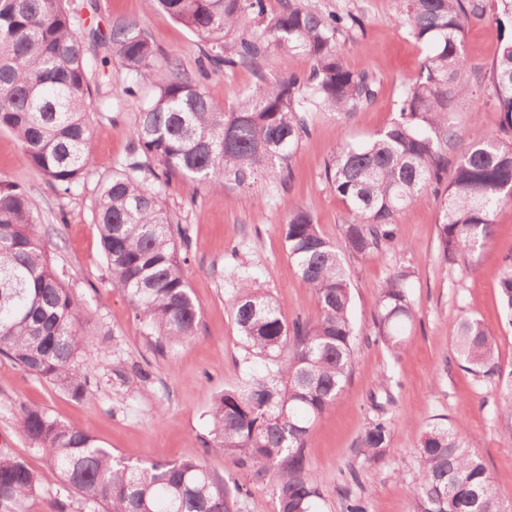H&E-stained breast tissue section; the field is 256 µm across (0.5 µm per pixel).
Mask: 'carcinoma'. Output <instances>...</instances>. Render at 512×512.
Segmentation results:
<instances>
[{
	"mask_svg": "<svg viewBox=\"0 0 512 512\" xmlns=\"http://www.w3.org/2000/svg\"><path fill=\"white\" fill-rule=\"evenodd\" d=\"M158 8L207 41L205 58L232 68L270 46L304 57L309 74L259 77L226 108L188 81L133 21H113L106 40L132 73L151 77L153 95L137 112L130 156L102 187L95 217L112 287L129 299L134 319L165 354L198 335L201 310L184 275L186 228L173 221L166 188L173 178L222 190L254 188L289 171L310 133L312 108L348 115L369 104L376 82L349 69L338 36L362 27L354 14L324 16L286 4L266 15L263 0H155ZM402 16L424 56L402 92L396 115L372 138L336 146L322 179L347 206L341 244L301 206L280 230L297 275L316 301L311 318L287 321L271 293L238 279L228 298L246 352L265 362L224 389L209 408L200 437L205 454L238 457L253 480L280 469L276 512H319L321 490L309 475L307 445L315 422L349 383L357 361L351 282L344 257L366 259L395 243L397 218L435 194L443 263L464 267L493 236L498 210L512 204V0H400ZM263 38L238 34L245 17ZM474 20L496 23V56L484 80L470 81L463 35ZM91 84L81 36L67 0H0V131L20 143L27 163L68 193L86 175ZM474 99L501 115L499 129L459 150L456 116ZM459 152L453 172L448 154ZM47 230L26 194L0 182V355L76 399L92 396L90 377L73 372L82 350L81 299L50 262ZM414 272L395 269L380 289L373 333L391 354L406 353L416 318ZM512 322V252L499 280ZM462 367L479 383L498 375V344L476 316L459 319L452 336ZM498 414L512 437V379L499 381ZM17 431L41 452L81 498L103 512H242L248 490L213 474L202 458L131 463L97 444L79 424L47 410L13 404ZM393 423L385 412L358 439L372 464L385 453ZM461 426L432 425L417 445L411 512H512L500 501L486 466ZM39 476L0 450V512H34Z\"/></svg>",
	"mask_w": 512,
	"mask_h": 512,
	"instance_id": "1",
	"label": "carcinoma"
}]
</instances>
